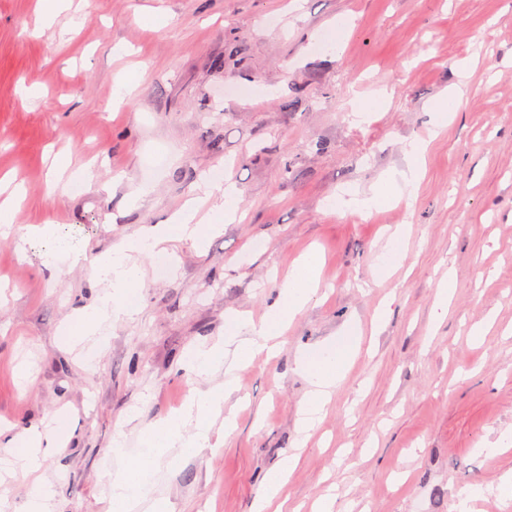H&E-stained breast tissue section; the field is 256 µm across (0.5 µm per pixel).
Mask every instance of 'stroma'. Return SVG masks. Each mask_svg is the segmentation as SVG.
Instances as JSON below:
<instances>
[{
  "label": "stroma",
  "instance_id": "stroma-1",
  "mask_svg": "<svg viewBox=\"0 0 512 512\" xmlns=\"http://www.w3.org/2000/svg\"><path fill=\"white\" fill-rule=\"evenodd\" d=\"M464 59L459 109L437 126L429 105L458 83ZM132 69L139 81L120 93ZM356 96L381 105L355 120ZM417 139L427 151L411 196L367 214L328 207L403 169ZM58 154L81 191L51 189ZM218 169L237 189V219L204 203L198 220L219 227L204 246L136 255L135 313L100 344L62 343L108 286L85 266L49 270L43 254L65 241L97 260L166 223ZM6 175L24 195L0 234V427L41 430L64 413L62 446L40 468L57 512H108L123 467L106 457L113 438L137 450L140 431L184 394L223 382L184 371L188 350L222 339L230 312L262 318L311 251L323 296L277 358L240 371L241 397L227 402L235 430L219 418L197 455L170 449L155 495L174 512H250L267 473L296 453L282 512H312L328 495L344 512H455L473 485L485 494L470 512H512L496 492L512 450L481 451L512 432V0H73L48 27L37 0H0ZM35 224L53 235L25 239ZM400 225L403 257L379 275ZM350 324L360 352L302 437L309 384L296 358ZM475 326L487 331L478 348Z\"/></svg>",
  "mask_w": 512,
  "mask_h": 512
}]
</instances>
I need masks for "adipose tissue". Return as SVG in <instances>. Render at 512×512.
Returning a JSON list of instances; mask_svg holds the SVG:
<instances>
[{"label": "adipose tissue", "mask_w": 512, "mask_h": 512, "mask_svg": "<svg viewBox=\"0 0 512 512\" xmlns=\"http://www.w3.org/2000/svg\"><path fill=\"white\" fill-rule=\"evenodd\" d=\"M426 148V141L410 142L406 151L409 158L406 170L396 177H382L370 196L351 197L345 200V207L370 211L380 203L382 189L386 186L390 187L396 198L411 195L419 181ZM215 230V225L196 223L195 207L189 203L175 213L168 223L142 228L135 237L124 240L114 246L108 255L93 262L89 268L91 277L108 282L111 290L104 293L97 304L79 311L77 323L81 335L102 334L107 323L132 314L133 307L129 303L131 287L140 280V271L131 260L132 253H163L170 243L182 240H190L200 246ZM358 352V329L353 325L346 328L341 336L326 342L324 349L301 351L296 367L310 384L301 404L300 425L303 432H310L316 427L321 413ZM52 422V427L43 432L34 429L14 433L0 429V483L14 474L18 462H25L28 470H35L40 456L58 448L61 419L56 416Z\"/></svg>", "instance_id": "ef3b65f1"}]
</instances>
